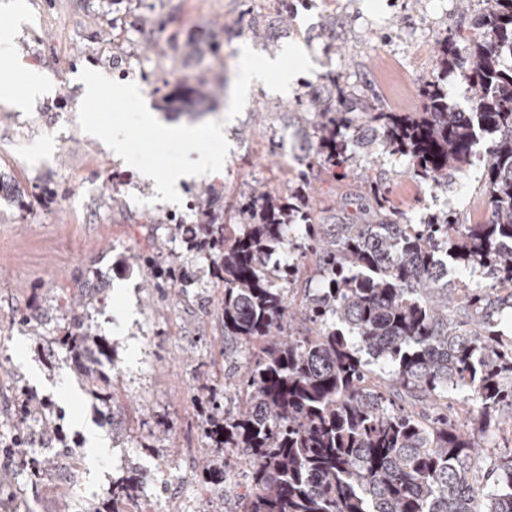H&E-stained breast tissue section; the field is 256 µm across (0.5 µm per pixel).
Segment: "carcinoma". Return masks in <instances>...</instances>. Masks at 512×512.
<instances>
[{
  "label": "carcinoma",
  "instance_id": "1",
  "mask_svg": "<svg viewBox=\"0 0 512 512\" xmlns=\"http://www.w3.org/2000/svg\"><path fill=\"white\" fill-rule=\"evenodd\" d=\"M467 53L445 41L438 69L463 74L467 109L450 103L432 76L420 112L386 110L373 90L352 95L338 73L326 96L299 97L323 118L316 153L351 158L350 140L374 137L408 158L421 182L448 190V178L476 156L480 139L490 215L461 223L456 202L423 224H406L388 197L389 174L371 182L359 222L311 224L300 184L278 200L253 190L239 207L238 231L217 224L205 244L219 301L224 348L253 347L239 370L234 415L212 431L253 469L240 512H512V451L485 470L488 442L512 431V338L495 316L512 309V0H486ZM261 14L248 29L266 39ZM288 245L310 254L324 288L295 306L269 278L268 260ZM480 269V288L449 286L448 266ZM307 324L294 334L283 319ZM91 326L75 316L59 342L84 356ZM96 399L111 407L112 385L88 373ZM425 406L407 410L401 394ZM224 439H219V436ZM137 478L112 484V499L133 496Z\"/></svg>",
  "mask_w": 512,
  "mask_h": 512
}]
</instances>
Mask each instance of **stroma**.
<instances>
[{
    "label": "stroma",
    "mask_w": 512,
    "mask_h": 512,
    "mask_svg": "<svg viewBox=\"0 0 512 512\" xmlns=\"http://www.w3.org/2000/svg\"><path fill=\"white\" fill-rule=\"evenodd\" d=\"M242 0H25L28 23L8 52L21 67L46 75L50 92L30 112L0 103V447L13 445L15 411L22 398L50 402L54 429L50 447H27L42 464L32 476L17 458L0 464V512H106L112 483L140 476L137 499L168 496L182 512H239L240 494L252 469L232 448L212 445L209 429L233 411L238 398L234 372L224 369V330L215 306L224 291L205 253L191 249L187 231L204 223L203 210L183 201L184 222L166 223L165 207L154 204L130 160H116L85 133L91 123L131 128L130 147L148 148L158 134L134 124L136 111L152 109L168 124H194L189 107L168 102L171 82L203 88L233 80L237 43H225L224 28L247 23ZM292 28L278 22L275 6L263 18L268 42L249 41L254 56L300 48L306 58L293 89L280 93L253 88L225 138L199 148L223 157L220 175L192 183V190L223 189L213 208L219 223L233 224V207L253 187L287 196L302 170H309L314 221L335 223L336 203H363L364 186L379 171L390 172L389 196L408 223L440 212L455 197L462 215H488L482 163L476 162L441 190L407 174V159L379 141L356 147L349 164L334 167L315 159L319 119L297 111L298 98L325 87L328 71L341 72L354 91L374 87L384 105L403 112L422 109L419 89L436 74L435 42L472 34L477 14L461 16L457 0H290ZM113 18L120 48L100 49L103 17ZM198 48L203 63L178 54ZM96 76L107 87L85 97L83 80ZM135 82L144 91L135 109L114 105L110 85ZM24 200L18 210L16 200ZM137 254L175 267L177 286L127 267L115 287H90L98 270ZM133 303V318L120 313ZM82 312L94 334L86 346H106L102 370L111 371L117 395L111 420L91 392L87 377L60 336L73 312ZM205 385L221 403L213 411L197 388ZM103 428L110 453L96 465L63 463V448H84L73 416Z\"/></svg>",
    "instance_id": "35a3bbf8"
}]
</instances>
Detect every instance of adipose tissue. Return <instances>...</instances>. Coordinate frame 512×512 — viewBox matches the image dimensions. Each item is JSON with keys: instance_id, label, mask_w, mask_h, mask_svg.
<instances>
[{"instance_id": "ef3b65f1", "label": "adipose tissue", "mask_w": 512, "mask_h": 512, "mask_svg": "<svg viewBox=\"0 0 512 512\" xmlns=\"http://www.w3.org/2000/svg\"><path fill=\"white\" fill-rule=\"evenodd\" d=\"M0 65L13 71L12 80L0 84V99L9 102L18 111H27L31 104L44 94L45 82L37 73L14 68L9 54L0 55ZM274 75L278 76L279 86L283 89L294 81L293 72L283 68L281 59L267 58L256 62L253 61L249 50H242L232 99L226 105L221 119L205 124L175 126L159 122L155 113L146 111L141 114L138 122L190 147L202 141L223 140L225 127L231 123L240 103L252 87L266 82ZM223 169L224 160L220 156L192 153L180 169L164 174L149 171L145 177L152 183L155 202L160 205H171L179 199L182 183L217 175Z\"/></svg>"}]
</instances>
